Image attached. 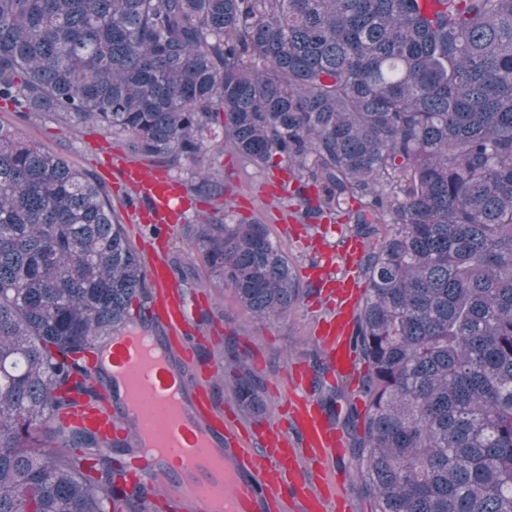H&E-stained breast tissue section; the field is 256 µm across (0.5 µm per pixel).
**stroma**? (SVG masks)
<instances>
[{
  "instance_id": "1",
  "label": "stroma",
  "mask_w": 512,
  "mask_h": 512,
  "mask_svg": "<svg viewBox=\"0 0 512 512\" xmlns=\"http://www.w3.org/2000/svg\"><path fill=\"white\" fill-rule=\"evenodd\" d=\"M0 125L100 176L112 189L115 218L123 224L136 249L150 242L149 225L131 223L128 207L134 199L112 174L113 155L126 152L121 139L105 137L94 128L76 127L52 114L19 115L1 106ZM204 168L224 184L223 194L197 191L199 173ZM152 169L179 182L191 203L180 223L169 232L166 255L176 280L204 301L196 321L198 349L215 365V392L221 402H233L238 380L252 379L260 406L237 408L239 420L246 425L275 422L280 406L277 391L291 366L309 368L314 382L323 379V352L314 340L318 311L309 302L318 282L311 270L323 265V250L327 247L335 251L336 268H343L342 250L350 238L348 227L332 218L303 219V200L293 192L283 196L275 191L278 179L285 175L284 168H257L228 147L209 153L199 164L185 161L180 167L170 168L156 163ZM206 216L229 224L257 221L267 225L297 272L304 294L287 317L271 321L253 317L230 289L210 276L196 245V228ZM300 234L309 239V247L297 244Z\"/></svg>"
}]
</instances>
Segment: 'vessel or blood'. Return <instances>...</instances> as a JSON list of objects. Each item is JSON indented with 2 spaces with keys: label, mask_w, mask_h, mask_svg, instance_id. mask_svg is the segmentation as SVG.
I'll list each match as a JSON object with an SVG mask.
<instances>
[{
  "label": "vessel or blood",
  "mask_w": 512,
  "mask_h": 512,
  "mask_svg": "<svg viewBox=\"0 0 512 512\" xmlns=\"http://www.w3.org/2000/svg\"><path fill=\"white\" fill-rule=\"evenodd\" d=\"M112 171L139 201L135 223L178 220L177 181L117 158ZM146 262L149 301L87 360L90 373L106 375L97 402L60 418L63 426L131 444L115 483L114 512H126V496L135 490L146 492L157 512H354L334 469L345 441L313 399L310 371L302 365L287 371L276 422L244 426L216 396L213 363L196 353L192 332L201 302L178 286L165 251H148ZM316 273L329 298V312L316 326L325 374L354 379L358 365L349 344L364 290L353 266L337 275L327 263Z\"/></svg>",
  "instance_id": "vessel-or-blood-1"
}]
</instances>
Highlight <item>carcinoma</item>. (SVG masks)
Returning a JSON list of instances; mask_svg holds the SVG:
<instances>
[{
	"label": "carcinoma",
	"mask_w": 512,
	"mask_h": 512,
	"mask_svg": "<svg viewBox=\"0 0 512 512\" xmlns=\"http://www.w3.org/2000/svg\"><path fill=\"white\" fill-rule=\"evenodd\" d=\"M0 0V101L177 167L279 159L305 216L382 237L351 339L374 512H512V0ZM111 188L0 128V512H110L112 449L54 418L150 293ZM210 274L262 319L300 290L265 224L206 217ZM236 400L259 405L241 380Z\"/></svg>",
	"instance_id": "obj_1"
}]
</instances>
